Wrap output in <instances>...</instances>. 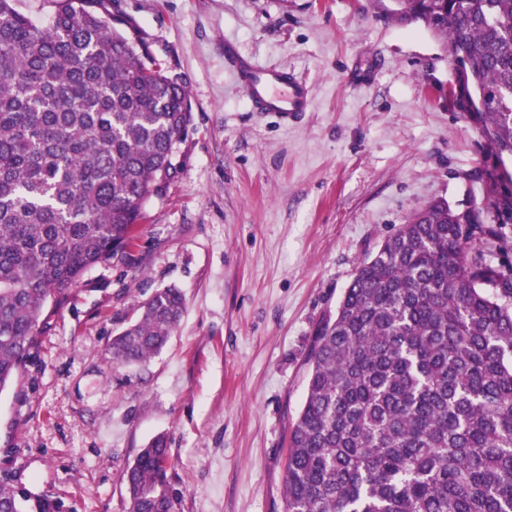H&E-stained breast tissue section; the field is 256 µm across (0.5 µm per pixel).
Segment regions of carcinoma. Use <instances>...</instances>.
<instances>
[{"mask_svg":"<svg viewBox=\"0 0 512 512\" xmlns=\"http://www.w3.org/2000/svg\"><path fill=\"white\" fill-rule=\"evenodd\" d=\"M443 38L454 102L512 158V0H393ZM112 0H56L39 26L0 0V390L84 272L133 248L192 121L180 76L130 37ZM491 206L512 223V188ZM495 230L437 201L363 259L306 355L284 466L285 512H512V275L469 262ZM186 312L153 293L112 361L158 354ZM167 439L125 473L129 512H176ZM0 512H23L0 478Z\"/></svg>","mask_w":512,"mask_h":512,"instance_id":"obj_1","label":"carcinoma"}]
</instances>
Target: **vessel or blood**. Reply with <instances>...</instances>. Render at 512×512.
I'll list each match as a JSON object with an SVG mask.
<instances>
[{"label":"vessel or blood","mask_w":512,"mask_h":512,"mask_svg":"<svg viewBox=\"0 0 512 512\" xmlns=\"http://www.w3.org/2000/svg\"><path fill=\"white\" fill-rule=\"evenodd\" d=\"M224 60L252 106L273 114L282 126L294 125L299 115L311 110L310 89L293 71L260 63L229 40L224 43Z\"/></svg>","instance_id":"b4317fda"}]
</instances>
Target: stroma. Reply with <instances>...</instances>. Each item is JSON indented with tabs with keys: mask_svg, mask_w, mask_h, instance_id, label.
Segmentation results:
<instances>
[{
	"mask_svg": "<svg viewBox=\"0 0 512 512\" xmlns=\"http://www.w3.org/2000/svg\"><path fill=\"white\" fill-rule=\"evenodd\" d=\"M183 79L193 120L150 198L136 267L102 264L0 390V477L56 512H127L124 474L163 434L176 512H284L305 357L361 260L434 200L486 211L497 159L446 88L440 37L381 0H112ZM296 70L314 107L282 128L231 81L224 41ZM473 262L512 271V223ZM187 309L167 347L116 365L109 343L156 289Z\"/></svg>",
	"mask_w": 512,
	"mask_h": 512,
	"instance_id": "obj_1",
	"label": "stroma"
}]
</instances>
